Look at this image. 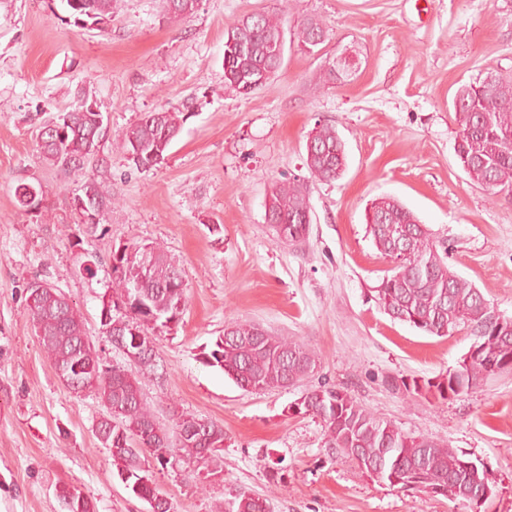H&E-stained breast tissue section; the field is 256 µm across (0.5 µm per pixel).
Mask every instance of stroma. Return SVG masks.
Wrapping results in <instances>:
<instances>
[{
    "label": "stroma",
    "instance_id": "1",
    "mask_svg": "<svg viewBox=\"0 0 512 512\" xmlns=\"http://www.w3.org/2000/svg\"><path fill=\"white\" fill-rule=\"evenodd\" d=\"M59 6L0 0V512H63V484L96 512L148 510L96 436L100 400L72 393L38 344L25 291L34 279L68 297L104 364L138 380L160 425L173 428L177 410L223 427V470L209 481L146 458L175 512H214L243 491L273 512H470L370 478L325 448L320 419L288 411L318 386L483 466L495 490L489 512H512V372L449 401L392 388L446 374L471 339L430 336L380 310L374 288L391 263L365 224L375 199L397 198L447 240L449 265L512 317V194L490 195L462 170L453 108L458 87L486 72L512 78V0H200L176 22L161 0H117L101 31L62 22ZM256 12L284 13V62L245 97L224 82V39ZM310 17L330 32L314 55L294 36ZM346 49L358 55L356 74L316 89ZM83 97L97 100L110 132L84 172L65 174L43 160L37 126ZM181 105L190 116L165 162L131 168L117 135ZM319 122L343 140L346 170L312 183L309 233L289 245L267 224L266 204L276 181L308 177L305 144ZM90 175L114 200L94 229L72 207ZM21 183L41 187L40 209L18 204ZM152 244L184 270L188 302L155 333L156 366L146 370L107 341L100 311L113 250ZM232 320L304 344L316 370L289 388L241 389L202 362Z\"/></svg>",
    "mask_w": 512,
    "mask_h": 512
}]
</instances>
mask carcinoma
Segmentation results:
<instances>
[{
    "mask_svg": "<svg viewBox=\"0 0 512 512\" xmlns=\"http://www.w3.org/2000/svg\"><path fill=\"white\" fill-rule=\"evenodd\" d=\"M61 9L73 24L86 29H102L111 21L114 0H59ZM199 0H178L179 9L167 12L170 20H183L196 11ZM284 20L279 14L257 13L240 20L227 31L224 42V81L243 95L262 89L274 77L275 63L283 64L281 48ZM328 38L326 25L312 18L297 27L300 50L315 54ZM357 70L355 56L344 57L341 65L327 68L316 88H325ZM461 107L455 111L458 127L456 155L468 178L491 195L512 193V79L492 75L489 88L484 81L464 84L456 92ZM188 119L178 108L148 112L140 122L127 127L116 138L131 166L146 171L162 163L171 144ZM306 167L312 180L332 183L346 167L342 140L336 128L318 123L308 135ZM43 160L64 172L81 171L88 155L85 132L71 130L60 142L38 144ZM66 156L72 166L62 165ZM309 181L297 177L277 181L269 200L271 212L286 230V238L307 233L312 222ZM42 201V191L20 184L15 196L21 207H32L30 196ZM79 223L96 225L112 207V194L93 177L74 197ZM368 213L366 233L384 257L397 263L385 271L375 288L379 307L392 320L409 323L425 333L447 337L464 331L480 348L471 360L461 357L458 373L433 383L424 380L402 383L409 395L433 392L437 399L448 393L459 397L476 392L502 366L512 372V317L497 318L483 303V293L470 280L448 265V243L435 236L394 197L375 200ZM179 266L157 246L150 255L143 248H124L119 265L112 267L113 297L127 301L137 311L132 322L143 329L151 324L168 327L185 304V292L173 289ZM31 324L38 343L55 371L72 374L79 381L76 393L89 392L101 401L106 415L101 417L96 435L112 458L117 476L131 493L149 502L158 491L150 471L140 466L141 456L149 454L158 464L165 458L188 459L199 463L206 475L222 470V450L226 436L217 423L200 426L202 418L181 414L176 418L177 433L187 441L174 440L168 431L156 426L151 408L144 402L137 379L125 370L105 366L98 351L81 348L85 339L83 321L76 309L61 304L51 294L29 307ZM257 325L237 320L224 326V335L203 353V362L219 367L237 386L246 391H269L293 386L309 376L318 359L304 345L269 333H255ZM302 413L320 418L325 427V447L347 458L358 453L375 463L376 479L408 491L442 490V496L468 505L471 512H487L492 497H484L490 484L485 470L463 466L464 459L443 442L422 435L402 432L391 421L376 415L335 387H312L302 395ZM67 504V512H87L88 499L74 485L57 491ZM217 512H272L269 500L239 492L216 506Z\"/></svg>",
    "mask_w": 512,
    "mask_h": 512,
    "instance_id": "1",
    "label": "carcinoma"
}]
</instances>
